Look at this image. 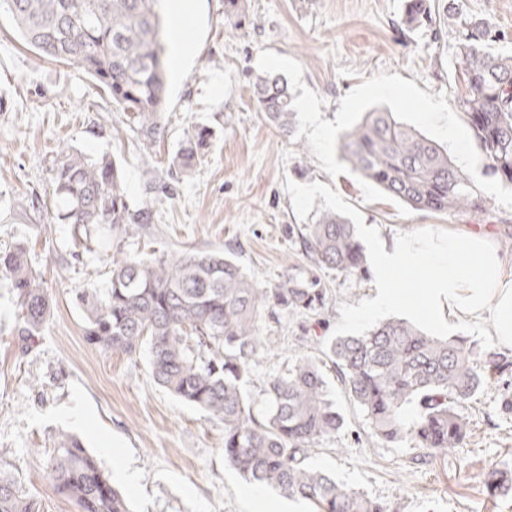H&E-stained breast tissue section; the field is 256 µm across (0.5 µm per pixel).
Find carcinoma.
<instances>
[{
  "instance_id": "1",
  "label": "carcinoma",
  "mask_w": 512,
  "mask_h": 512,
  "mask_svg": "<svg viewBox=\"0 0 512 512\" xmlns=\"http://www.w3.org/2000/svg\"><path fill=\"white\" fill-rule=\"evenodd\" d=\"M1 11L39 54L78 66L103 89L139 144L149 147L164 136L165 32L154 0H0ZM433 14L430 0H407L402 21L409 29L432 26ZM224 20L242 26L244 0H224ZM497 39L488 20L458 16L456 57L464 91L457 104L487 172L512 187V56L493 50ZM254 92L257 110L282 136H291L296 110L288 84L263 74ZM212 138L205 126L188 132L168 177L191 171ZM339 141L354 171L412 209L486 207L484 192L443 146L388 111L366 112ZM51 181L53 218L73 229L72 256L88 242L112 250L107 291L76 292L89 343L130 359L147 349L155 384L224 423V462L247 482L308 500L318 512H388L309 463L314 449L344 425L315 357L301 355L268 378L261 410L246 392L255 357L271 350L270 337L259 334L266 310L288 318L321 315L326 289L319 279L294 272L275 288H261L230 253L184 252L167 261L124 252L130 228L149 230L155 213L149 202L129 207L122 168L108 154L90 157L67 149L54 159ZM299 233L313 266L341 276L365 271L355 227L342 215L322 212ZM2 278L18 297L20 335H36L51 304L23 248L0 250ZM321 353L337 366L346 397L365 414L373 437L409 441L427 454L464 447L465 405L512 370L509 352L478 350L463 338L439 339L405 319H390L361 335L334 336ZM50 477L80 512H130L75 436L57 440ZM485 483L491 493L510 496L512 470L494 468ZM0 512H39L1 462Z\"/></svg>"
}]
</instances>
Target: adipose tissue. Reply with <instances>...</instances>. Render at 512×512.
Here are the masks:
<instances>
[{"instance_id": "adipose-tissue-1", "label": "adipose tissue", "mask_w": 512, "mask_h": 512, "mask_svg": "<svg viewBox=\"0 0 512 512\" xmlns=\"http://www.w3.org/2000/svg\"><path fill=\"white\" fill-rule=\"evenodd\" d=\"M191 0H166L169 60L174 75L191 65L195 47L185 32ZM429 274L423 290L398 288L397 279ZM373 306L411 303L436 322L488 324L492 336L512 346V254L501 252L490 234L467 230L445 237L420 233L377 252Z\"/></svg>"}]
</instances>
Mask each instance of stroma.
Instances as JSON below:
<instances>
[{
    "label": "stroma",
    "mask_w": 512,
    "mask_h": 512,
    "mask_svg": "<svg viewBox=\"0 0 512 512\" xmlns=\"http://www.w3.org/2000/svg\"><path fill=\"white\" fill-rule=\"evenodd\" d=\"M469 15L489 19L500 34L497 52L512 55V0H457ZM405 0H246L247 22H224V0H196L189 35L196 56L167 87L163 138L144 149L123 125V114L76 66L44 59L28 46L8 15H0V249L25 244L50 298L51 315L39 336L18 334L15 291L0 280V460L11 465L40 512H78L49 476L60 435L81 440L132 512H310L309 503L264 490L256 503L247 484L224 462V425L153 383L148 356L104 353L84 336L77 290H105L109 255L98 249L72 260L71 229L55 223L48 201L58 148L110 154L122 165L128 201H153L150 233L126 238V250L148 258L183 251L233 254L263 288L289 269L311 264L295 228L333 211L355 225L362 246L391 244L422 231L490 232L512 254V210L490 201L485 211L400 215L390 201L367 203L355 177H331L307 138H285L258 112L253 80L260 51L296 59L303 82L335 120L341 98L379 71L415 82L454 103L460 84L456 23L404 33ZM197 125L215 136L204 160L181 176L173 196L149 194L145 163L165 175L184 134ZM328 290L320 318H263L261 335L280 339L279 354L256 358L248 391L259 397L269 375L284 371L317 341L360 333L404 318L442 337H461L479 349L498 343L487 326L426 324L411 306L367 314L372 271L340 277L315 271ZM345 424L313 454V466L362 491L390 512H512V498L492 495L485 472L512 467V371L492 381L466 406V447L422 457L411 442L370 437L361 411L346 400L333 365L323 368ZM137 475L129 484L125 472Z\"/></svg>",
    "instance_id": "obj_1"
}]
</instances>
